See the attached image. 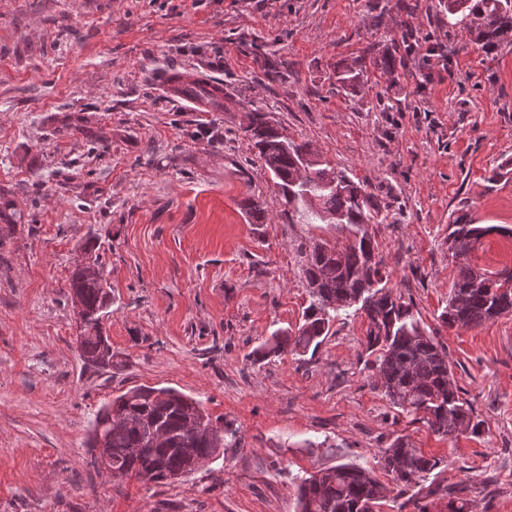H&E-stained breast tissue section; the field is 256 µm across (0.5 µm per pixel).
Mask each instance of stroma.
<instances>
[{"label": "stroma", "instance_id": "stroma-1", "mask_svg": "<svg viewBox=\"0 0 512 512\" xmlns=\"http://www.w3.org/2000/svg\"><path fill=\"white\" fill-rule=\"evenodd\" d=\"M406 2L0 0V199L18 215L0 223V512H297L301 479L340 464L371 471L397 512L378 458L399 436L439 462L428 512H449L455 486L470 512H512V312L440 320L460 264L512 269V236L448 253L459 214L512 228V46L484 54L439 0ZM405 28L442 42L447 67L412 55L380 75L373 51ZM356 59L369 80L354 91L337 73ZM171 70L222 79L223 105L161 95ZM255 109L389 204L393 222L373 227L388 286L444 347L479 433L444 437L392 408L358 313L315 353L256 360L309 303L300 245L346 234L289 223L244 132ZM74 113L87 129L62 128ZM89 242L112 290L107 368L81 359L67 297ZM140 386L200 401L237 446L174 483L96 469V412Z\"/></svg>", "mask_w": 512, "mask_h": 512}]
</instances>
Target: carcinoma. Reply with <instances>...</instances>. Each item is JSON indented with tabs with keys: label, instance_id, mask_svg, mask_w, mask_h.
<instances>
[{
	"label": "carcinoma",
	"instance_id": "1",
	"mask_svg": "<svg viewBox=\"0 0 512 512\" xmlns=\"http://www.w3.org/2000/svg\"><path fill=\"white\" fill-rule=\"evenodd\" d=\"M440 3L448 15L461 16L477 50L489 55L512 45V0ZM374 65L392 75L405 63L391 48ZM362 78L363 69L356 60L338 73V81L353 88ZM248 132L288 205V220L297 217L309 224L333 215L331 223L350 233L340 246L315 241L302 247V271L310 298L303 323L296 335L276 336L270 349H257L256 357L264 358L284 345L300 355L318 348L339 313L355 306L367 319V350L376 354L372 366L389 403L408 416L421 417L443 437L478 432L480 422L474 420L462 389L452 382L444 352L424 333L411 306L387 287L389 274L368 226L386 222L389 205L373 201L366 186L320 160L310 144L282 136L263 113H254ZM448 229V251L458 259L465 258L490 233L512 235L508 227L475 224L466 214L456 217ZM69 288L70 298L82 304L86 323L97 328L77 337L81 357L92 366H112L110 342L98 331L111 303L109 286L77 268ZM506 312H512V273L494 277L463 265L440 319L450 328H474ZM130 393V397L125 393L116 397L97 413L90 444L95 451L103 443L109 465L120 476L155 483L178 481L194 471V461L217 454V444L194 422L202 411L200 403L168 388L143 386ZM378 463L404 488L420 484L438 465L400 436L381 449ZM464 492V487L448 490L452 495L449 512H466L469 500ZM385 493L386 487L363 468L341 464L302 479L297 506L300 512H376Z\"/></svg>",
	"mask_w": 512,
	"mask_h": 512
}]
</instances>
